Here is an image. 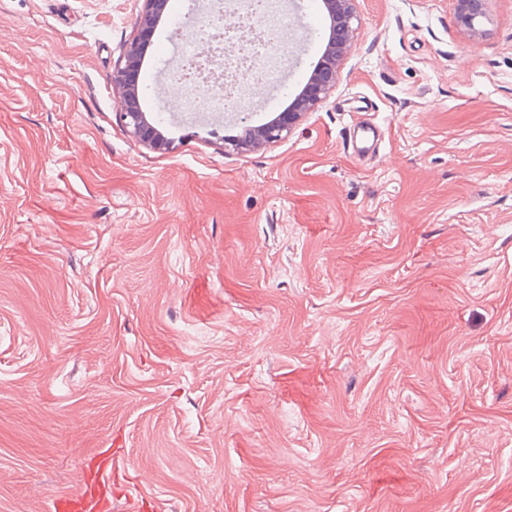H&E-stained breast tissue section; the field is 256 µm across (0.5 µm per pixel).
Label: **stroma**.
<instances>
[{
  "instance_id": "1",
  "label": "stroma",
  "mask_w": 512,
  "mask_h": 512,
  "mask_svg": "<svg viewBox=\"0 0 512 512\" xmlns=\"http://www.w3.org/2000/svg\"><path fill=\"white\" fill-rule=\"evenodd\" d=\"M142 106L113 65L142 0H0V512L111 451L112 512H512V0H357L328 98L253 151ZM304 62L243 106L271 120ZM489 0H457V23L469 35L478 33L476 21L485 17Z\"/></svg>"
}]
</instances>
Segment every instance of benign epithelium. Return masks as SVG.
<instances>
[{
  "mask_svg": "<svg viewBox=\"0 0 512 512\" xmlns=\"http://www.w3.org/2000/svg\"><path fill=\"white\" fill-rule=\"evenodd\" d=\"M355 2L356 0H323V6L332 21V32L308 84L288 111L279 113L273 121L261 126L243 125L241 134L230 143L233 149L255 150L282 139L299 125L308 112L326 99L336 83L337 72L355 38ZM487 2L489 0H457V23L465 33H478L476 21L485 16ZM165 5L166 0H143L137 17L136 34L126 45L121 59L112 70V85L121 103L120 119L134 137L155 149L163 148L166 140L142 109L139 74L145 48L155 36Z\"/></svg>",
  "mask_w": 512,
  "mask_h": 512,
  "instance_id": "benign-epithelium-1",
  "label": "benign epithelium"
}]
</instances>
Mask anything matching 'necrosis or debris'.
Instances as JSON below:
<instances>
[{"label": "necrosis or debris", "mask_w": 512, "mask_h": 512, "mask_svg": "<svg viewBox=\"0 0 512 512\" xmlns=\"http://www.w3.org/2000/svg\"><path fill=\"white\" fill-rule=\"evenodd\" d=\"M244 20L255 33L239 43L237 25H228L219 11L194 32L177 57L166 88L186 112H221L245 98L255 85L276 84L282 51L279 35L285 20L277 0H248Z\"/></svg>", "instance_id": "obj_1"}]
</instances>
